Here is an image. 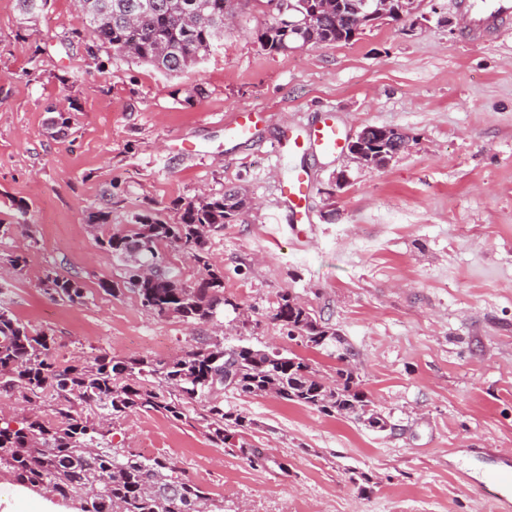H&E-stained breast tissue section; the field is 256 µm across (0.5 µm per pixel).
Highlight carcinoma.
Wrapping results in <instances>:
<instances>
[{
    "instance_id": "1",
    "label": "carcinoma",
    "mask_w": 512,
    "mask_h": 512,
    "mask_svg": "<svg viewBox=\"0 0 512 512\" xmlns=\"http://www.w3.org/2000/svg\"><path fill=\"white\" fill-rule=\"evenodd\" d=\"M225 0H78L90 30L116 56H132L167 75L198 64L224 40ZM353 0H331L310 33V46L347 43L368 26L363 13L349 8ZM261 50L285 53L303 46L289 35L277 14L268 13L255 31ZM399 129L380 142L373 126L361 131L366 148L378 150L376 166L393 158ZM249 209L236 190L194 197L176 204L168 222L152 215L134 217L131 229L98 238L99 246L123 262L122 280L105 285L116 294L133 291L150 314L177 316L186 322L213 320L228 303L224 270L210 261V237L239 220ZM190 255L201 275L186 284L166 249ZM46 291L52 298L78 303L83 288L71 279L49 274ZM271 318L291 341L327 350L336 329L321 315L302 306L288 292L279 295ZM52 338L29 329L0 307V388L18 390L34 402L48 390L64 397L54 419H21L0 415V480L38 492L46 490L76 512H224V499L189 478L169 459H145L112 446L117 420L134 411L158 412L175 420L190 406L206 402L204 419L217 445H235L254 466L260 453L247 446L243 434L252 422L224 410L219 396L272 394L285 403L315 408L328 416L357 421L376 412L351 364L350 347L336 356L335 375L325 378L302 357L287 356L251 345L201 343L170 361L151 357L116 360L107 353L87 362H58ZM92 410L81 415L73 405Z\"/></svg>"
}]
</instances>
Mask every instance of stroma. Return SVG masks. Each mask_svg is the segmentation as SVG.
<instances>
[{
    "mask_svg": "<svg viewBox=\"0 0 512 512\" xmlns=\"http://www.w3.org/2000/svg\"><path fill=\"white\" fill-rule=\"evenodd\" d=\"M266 10L246 0L216 53L169 76L100 47L73 0H47L32 21L0 0V307L65 363L170 360L220 336L335 372L271 319L291 293L357 351L362 388L396 432L228 392L265 467L211 442L198 403L180 421L129 413L113 446L176 461L224 512H496L488 472L512 457V33L472 42L458 0H418L351 42L269 54L253 35ZM239 110L264 115L247 141L224 136ZM325 110L348 136L394 127L410 148L380 169L301 157L314 193L300 240L273 149ZM229 187L254 206L211 238L229 301L216 322L104 291L122 266L90 212H111L116 230L146 212L170 221L176 201ZM50 272L77 281L83 303L52 299Z\"/></svg>",
    "mask_w": 512,
    "mask_h": 512,
    "instance_id": "obj_1",
    "label": "stroma"
}]
</instances>
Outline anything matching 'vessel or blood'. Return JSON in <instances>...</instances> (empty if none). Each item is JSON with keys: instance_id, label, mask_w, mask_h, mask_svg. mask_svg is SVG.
I'll return each mask as SVG.
<instances>
[{"instance_id": "vessel-or-blood-1", "label": "vessel or blood", "mask_w": 512, "mask_h": 512, "mask_svg": "<svg viewBox=\"0 0 512 512\" xmlns=\"http://www.w3.org/2000/svg\"><path fill=\"white\" fill-rule=\"evenodd\" d=\"M460 8L468 20V35L480 41L490 35L502 36L512 30V0H460ZM256 130L255 115L251 112L235 113L225 124L224 133L232 140L251 139ZM346 144L344 130L332 112L322 113L310 126L289 128L285 142L274 148L278 158L289 159L288 176L278 186L282 203L288 209L290 228L313 221L310 207L313 182L309 172L294 165L296 156H336ZM498 485L497 498L502 505L512 504V464L501 463L490 474Z\"/></svg>"}]
</instances>
